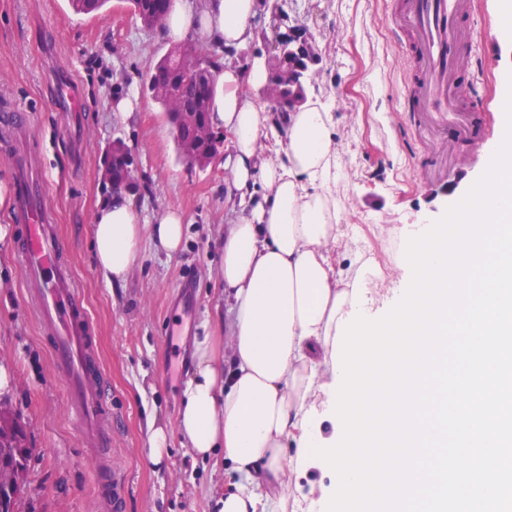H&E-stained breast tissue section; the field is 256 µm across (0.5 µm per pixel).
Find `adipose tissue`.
<instances>
[{"label":"adipose tissue","instance_id":"adipose-tissue-1","mask_svg":"<svg viewBox=\"0 0 512 512\" xmlns=\"http://www.w3.org/2000/svg\"><path fill=\"white\" fill-rule=\"evenodd\" d=\"M271 8V0H175L165 34H200L239 53L253 39L255 18ZM219 81L211 121L231 136L224 194L237 213L218 268L229 345L196 338L177 426L149 421L148 457L163 463L175 436L201 460L223 454L220 512H284L301 471L302 437L331 397L334 341L352 310V288L362 283L372 314L397 284L342 268L333 254L343 229L329 191L337 161L332 113L314 98L292 112L270 111L261 61L247 68L226 61ZM142 232L128 194L99 206L93 256L107 280L126 282Z\"/></svg>","mask_w":512,"mask_h":512}]
</instances>
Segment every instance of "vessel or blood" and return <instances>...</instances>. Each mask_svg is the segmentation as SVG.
<instances>
[{
    "instance_id": "obj_1",
    "label": "vessel or blood",
    "mask_w": 512,
    "mask_h": 512,
    "mask_svg": "<svg viewBox=\"0 0 512 512\" xmlns=\"http://www.w3.org/2000/svg\"><path fill=\"white\" fill-rule=\"evenodd\" d=\"M465 0H405L398 32L406 34L422 61L419 77L408 83L410 97L430 112L460 111L455 67L471 52L460 18ZM79 91L69 80L57 84L56 104L76 110ZM14 166L13 217L20 227L18 260L25 273L26 292L39 321L52 335L54 370L66 385L70 411L84 433L98 446L112 443L106 419L112 402L105 392V372L96 351L92 320L80 288L65 264V239L51 224L45 206V186L33 172L32 159L17 155ZM97 482L102 504L112 507L121 499L122 482L106 457L97 459Z\"/></svg>"
}]
</instances>
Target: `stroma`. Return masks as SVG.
Wrapping results in <instances>:
<instances>
[{
    "mask_svg": "<svg viewBox=\"0 0 512 512\" xmlns=\"http://www.w3.org/2000/svg\"><path fill=\"white\" fill-rule=\"evenodd\" d=\"M304 25L322 57L307 89L332 112L341 156L333 194L349 238L391 278L397 228L439 219L486 168L488 147L503 131L500 78L512 71V43L495 44L476 64L460 63L476 112H417L406 79L416 55L395 34L403 0H280ZM161 30L142 27L127 0H110L88 18L68 0H0V110L31 114L24 133L0 135V192H12L11 157L25 148L45 180L53 222L69 241L68 263L92 317L112 399V467L124 477L121 512H216L224 496V462H203L172 439L153 465L146 424L175 425L194 337L224 338L228 303L218 276L221 240L235 213L224 198L223 155L205 167L178 156L174 129L159 103L141 94L153 64L172 48ZM73 78L83 101L74 115L55 106L58 77ZM139 95L130 117L114 112L127 92ZM133 151L134 197L141 220L168 208L185 216L178 254L143 241L123 286L112 287L93 258V216L108 197L105 157L114 141ZM11 212L0 245V368L11 376L10 407L31 453L21 512H99L95 463L66 404V388L25 294L19 238ZM182 323V377H166L169 323ZM338 478L309 457L291 497L300 504L332 496Z\"/></svg>",
    "mask_w": 512,
    "mask_h": 512,
    "instance_id": "35a3bbf8",
    "label": "stroma"
}]
</instances>
